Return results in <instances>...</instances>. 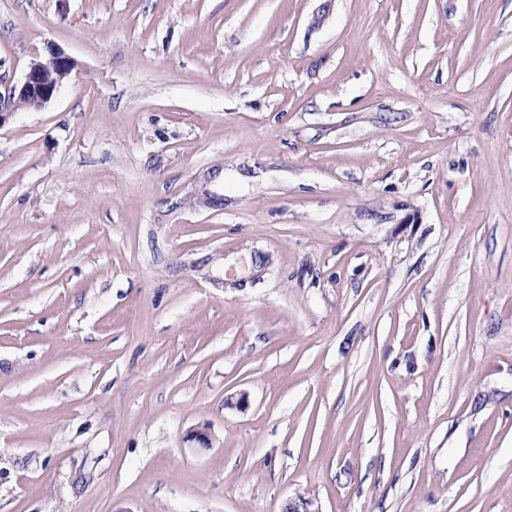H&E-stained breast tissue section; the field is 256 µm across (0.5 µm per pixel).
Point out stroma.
<instances>
[{"label":"stroma","instance_id":"obj_1","mask_svg":"<svg viewBox=\"0 0 512 512\" xmlns=\"http://www.w3.org/2000/svg\"><path fill=\"white\" fill-rule=\"evenodd\" d=\"M50 43L0 512H512V0H0V92Z\"/></svg>","mask_w":512,"mask_h":512}]
</instances>
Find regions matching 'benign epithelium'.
Listing matches in <instances>:
<instances>
[{
  "mask_svg": "<svg viewBox=\"0 0 512 512\" xmlns=\"http://www.w3.org/2000/svg\"><path fill=\"white\" fill-rule=\"evenodd\" d=\"M77 68V62L50 43L45 53H37L30 61L22 80L0 94V121L4 114L18 109L38 111L45 108ZM282 512H321L315 501L299 495L283 506Z\"/></svg>",
  "mask_w": 512,
  "mask_h": 512,
  "instance_id": "1",
  "label": "benign epithelium"
}]
</instances>
